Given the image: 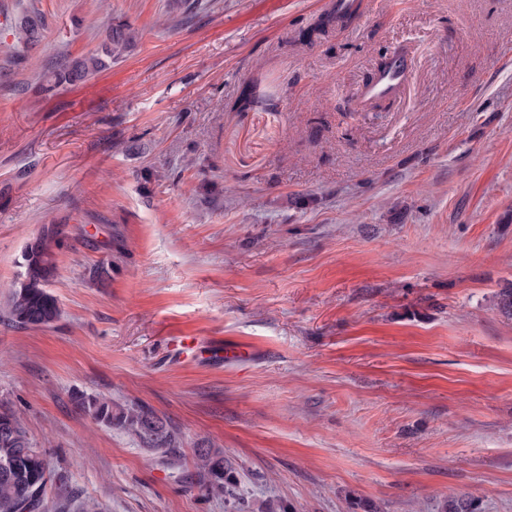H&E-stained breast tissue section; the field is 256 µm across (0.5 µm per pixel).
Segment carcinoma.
Masks as SVG:
<instances>
[{"label": "carcinoma", "instance_id": "cac0c4a2", "mask_svg": "<svg viewBox=\"0 0 512 512\" xmlns=\"http://www.w3.org/2000/svg\"><path fill=\"white\" fill-rule=\"evenodd\" d=\"M44 29V19L34 10L12 26L16 43L25 46L37 42ZM139 32L124 21H108L101 49L92 55L58 63L45 81L48 88L83 83L123 58L137 41ZM57 232L37 238L23 253L24 273L12 288L0 317L27 329L54 323L59 315L58 300L48 290L56 270L53 246ZM496 308L512 318V288L496 294ZM76 406L95 420L127 430L147 447L166 453L175 448L176 437L167 421L142 406H122L102 396H74ZM195 467L205 478L203 489L208 496L227 493L224 482V454L207 448L196 455ZM51 469L46 455L36 448L23 426L20 415L10 409L0 411V512H51L46 488Z\"/></svg>", "mask_w": 512, "mask_h": 512}]
</instances>
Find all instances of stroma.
<instances>
[{
  "label": "stroma",
  "mask_w": 512,
  "mask_h": 512,
  "mask_svg": "<svg viewBox=\"0 0 512 512\" xmlns=\"http://www.w3.org/2000/svg\"><path fill=\"white\" fill-rule=\"evenodd\" d=\"M0 0V305L26 246L63 234L60 317L0 318V408L52 466L56 512H512V0ZM18 64L8 28L32 9ZM136 46L97 51L108 17ZM402 98L358 92L397 48ZM202 337L171 362L175 337ZM211 338L251 345L214 362ZM166 419L180 467L78 409ZM224 452L205 496L195 449ZM68 496H61L60 487ZM44 26L42 14L34 10L23 15L14 23L12 34L17 44L33 45L40 39ZM139 32L124 21H108L106 35L101 49L92 55L68 59L58 63L45 81L50 83L47 89L61 85H76L96 76L101 71L123 58L137 41Z\"/></svg>",
  "instance_id": "1"
}]
</instances>
